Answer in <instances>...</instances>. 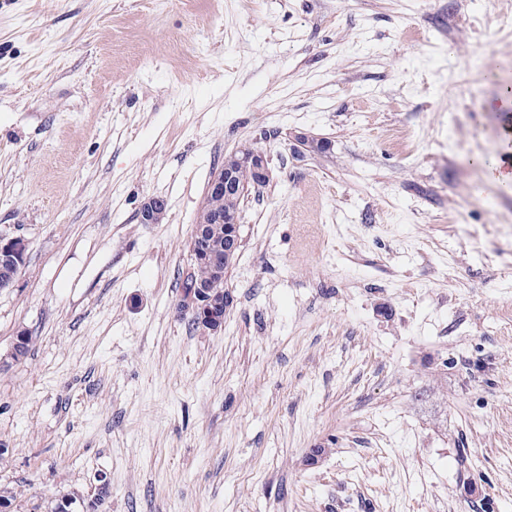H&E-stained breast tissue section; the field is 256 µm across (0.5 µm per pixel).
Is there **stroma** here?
Masks as SVG:
<instances>
[{
	"mask_svg": "<svg viewBox=\"0 0 512 512\" xmlns=\"http://www.w3.org/2000/svg\"><path fill=\"white\" fill-rule=\"evenodd\" d=\"M512 0H0L15 512H512ZM321 142L297 143L295 133ZM250 144L234 306L176 317ZM167 201L161 223L142 202ZM28 356L9 357L19 333ZM233 157L234 165L218 167L209 179L205 193L211 195H224V198L231 199L234 196H240L242 184L240 182L239 169L247 170L252 176V183L255 188L264 186L269 180V160L266 153L260 149L249 145H243L230 154ZM224 198L210 196L205 199L206 206L217 211H223L224 214L204 211L201 207L197 220L194 225L192 236L195 239V246L191 249V259L193 262H205L213 268H224L226 270L235 260L241 247L240 236L237 232L238 224L241 220V211L238 208L224 209ZM226 206V205H225ZM209 224H224L219 229L208 227ZM197 227L206 229L207 236L205 242L201 232H197ZM225 234V235H224ZM192 238V239H193ZM224 238L228 240V245L224 250ZM220 258L210 253L209 250ZM166 200L159 196H152L146 199L138 212V218L142 224H158L166 213Z\"/></svg>",
	"mask_w": 512,
	"mask_h": 512,
	"instance_id": "35a3bbf8",
	"label": "stroma"
}]
</instances>
